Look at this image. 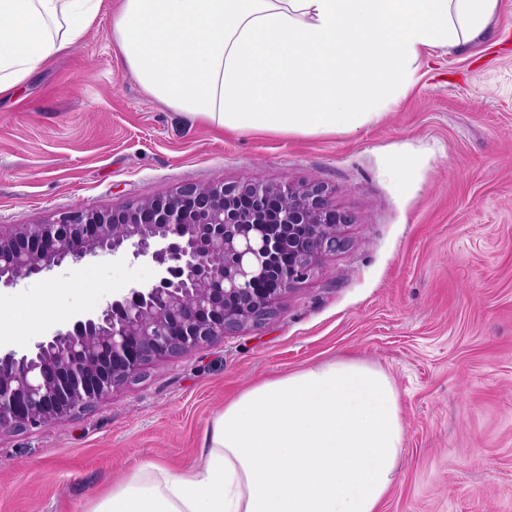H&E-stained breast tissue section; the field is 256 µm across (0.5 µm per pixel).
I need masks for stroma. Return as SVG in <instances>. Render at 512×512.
Segmentation results:
<instances>
[{
  "label": "stroma",
  "mask_w": 512,
  "mask_h": 512,
  "mask_svg": "<svg viewBox=\"0 0 512 512\" xmlns=\"http://www.w3.org/2000/svg\"><path fill=\"white\" fill-rule=\"evenodd\" d=\"M114 2L0 97V225L186 183L316 180L349 214L351 245L266 328L154 364L87 411L0 434V512H86L143 463L196 461L238 392L343 357L381 367L399 392L405 451L384 512H512V0L483 41L426 55L378 120L314 135L221 130L150 98L112 42ZM76 274L102 286L96 304L70 289ZM153 279L129 257L65 265L1 289L0 328L41 319L24 294L64 289L76 315Z\"/></svg>",
  "instance_id": "obj_1"
}]
</instances>
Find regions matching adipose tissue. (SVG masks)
I'll return each instance as SVG.
<instances>
[{
	"label": "adipose tissue",
	"instance_id": "1",
	"mask_svg": "<svg viewBox=\"0 0 512 512\" xmlns=\"http://www.w3.org/2000/svg\"><path fill=\"white\" fill-rule=\"evenodd\" d=\"M499 0H118L112 42L150 96L238 132L351 133L423 53L481 38ZM101 0H0V96L81 41ZM405 428L394 381L356 359L225 404L196 462L143 465L89 512H382Z\"/></svg>",
	"mask_w": 512,
	"mask_h": 512
}]
</instances>
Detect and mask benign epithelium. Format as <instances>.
<instances>
[{
    "instance_id": "obj_1",
    "label": "benign epithelium",
    "mask_w": 512,
    "mask_h": 512,
    "mask_svg": "<svg viewBox=\"0 0 512 512\" xmlns=\"http://www.w3.org/2000/svg\"><path fill=\"white\" fill-rule=\"evenodd\" d=\"M330 194L319 181L219 179L0 226V287L129 250L157 268L155 282L122 289L27 349L0 348V433L84 412L156 363L275 321L284 296L350 246L351 219Z\"/></svg>"
}]
</instances>
